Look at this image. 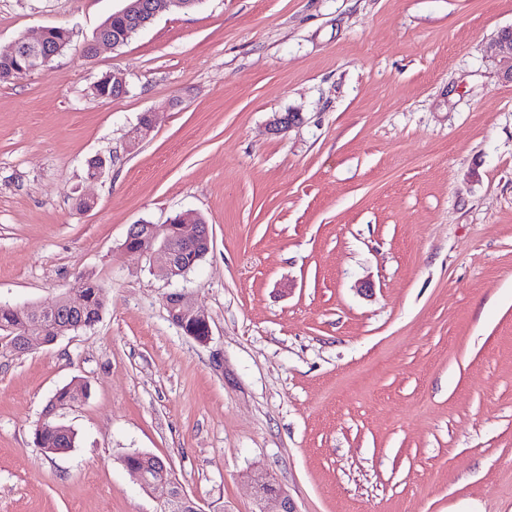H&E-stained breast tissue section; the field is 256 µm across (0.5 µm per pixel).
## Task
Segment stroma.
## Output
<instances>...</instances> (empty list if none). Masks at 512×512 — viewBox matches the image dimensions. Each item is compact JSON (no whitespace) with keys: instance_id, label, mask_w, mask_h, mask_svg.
Masks as SVG:
<instances>
[{"instance_id":"obj_1","label":"stroma","mask_w":512,"mask_h":512,"mask_svg":"<svg viewBox=\"0 0 512 512\" xmlns=\"http://www.w3.org/2000/svg\"><path fill=\"white\" fill-rule=\"evenodd\" d=\"M122 6L0 0L2 53L70 33L0 83V301L78 275L107 298L92 328L0 347V512H161L138 451L204 512H257L254 469L297 512H512V82L487 53L512 0H202L85 60ZM112 73L126 94L98 97ZM277 112L302 121L270 134ZM185 211L213 248L169 281L124 242ZM177 289L208 343L169 321ZM76 378V444L45 453ZM46 33L47 29L44 28L35 38L19 37L15 40L9 52L0 53L1 59L7 60L9 63L22 61L26 67H21V73H31L38 69L57 54V51L46 48ZM165 307L168 313L176 319H182L183 324L190 321L196 327L201 336H195L194 333H189L193 337H197L199 341L206 342L211 336V327L208 316L192 301L191 296L185 291L169 292L164 297ZM88 393H89V387H88L87 383L82 382L80 384V391L78 394H75V392L70 388V383H69V384L63 386L62 388L58 389L54 393V395L49 400V402L45 408H48L49 410H54L58 407L63 408L65 406H71L79 399L84 401L88 397ZM73 406H71V407H73ZM57 413H58L57 409L54 410L52 413H44L38 426L42 427L46 420H49L51 417H53V425L51 426V428L58 433H60L61 430L65 431L67 429V427L58 421ZM149 458L152 462L145 461L147 467L162 468L164 471H168L171 474L172 479L169 484L157 483L150 480L144 465L138 464V461L141 462ZM124 465L142 489L151 495H155V497L162 502L163 510L167 512H185V508L190 506L193 510L191 512L204 511L200 504L193 499L176 480L171 466L160 457L150 453L134 452L124 458Z\"/></svg>"}]
</instances>
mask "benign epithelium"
Here are the masks:
<instances>
[{
  "mask_svg": "<svg viewBox=\"0 0 512 512\" xmlns=\"http://www.w3.org/2000/svg\"><path fill=\"white\" fill-rule=\"evenodd\" d=\"M47 29H42L35 38L21 36L15 40L10 51L0 55L8 62L21 61L25 67L21 72L30 73L47 63L57 51L46 48ZM491 59L499 68L504 78L512 81V26L501 30L494 38L490 47ZM146 123L135 126L128 136L131 147L138 146L153 129L151 114H146ZM299 121L295 112L276 113L270 120V130L274 134L281 133ZM127 251L149 256L157 265L154 270L160 276L171 280L186 275L197 260V254L210 252L213 239L209 227L196 213L187 212L172 218L166 224L148 223L133 224L128 230L124 243ZM165 307L171 316L184 322L189 321L196 327L200 336L198 340L205 342L211 336L208 316L192 301L185 291L169 292L164 297ZM22 310L34 316L43 324H50L58 319V305ZM124 465L134 480L146 492L157 497L165 512H184L192 507L193 512H203L200 504L193 499L176 480L168 484L150 480L146 468H161L172 471L169 464L160 457L144 452H134L124 458ZM252 483L258 512H297L289 496L269 479L267 474L257 470L252 475Z\"/></svg>",
  "mask_w": 512,
  "mask_h": 512,
  "instance_id": "1",
  "label": "benign epithelium"
}]
</instances>
